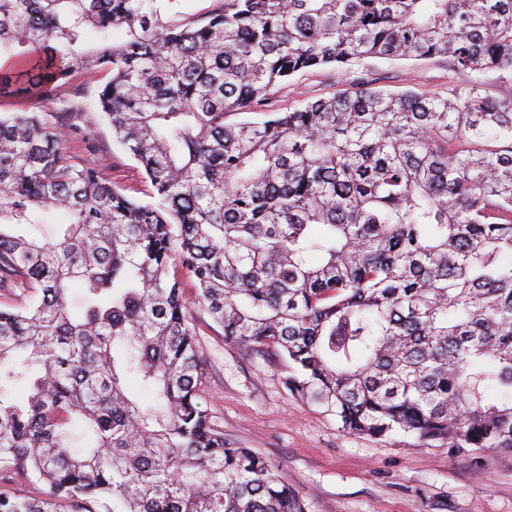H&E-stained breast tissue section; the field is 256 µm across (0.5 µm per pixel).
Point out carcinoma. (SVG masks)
<instances>
[{"mask_svg": "<svg viewBox=\"0 0 512 512\" xmlns=\"http://www.w3.org/2000/svg\"><path fill=\"white\" fill-rule=\"evenodd\" d=\"M180 2L0 0V90L102 74L94 111L152 186L125 194L61 127L0 114V512H306L201 407L185 277L345 431L512 448V93L267 110L366 58L512 80V0ZM53 210L68 221L38 237Z\"/></svg>", "mask_w": 512, "mask_h": 512, "instance_id": "cac0c4a2", "label": "carcinoma"}]
</instances>
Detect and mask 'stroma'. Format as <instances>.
Here are the masks:
<instances>
[{
    "label": "stroma",
    "mask_w": 512,
    "mask_h": 512,
    "mask_svg": "<svg viewBox=\"0 0 512 512\" xmlns=\"http://www.w3.org/2000/svg\"><path fill=\"white\" fill-rule=\"evenodd\" d=\"M470 75L442 58L420 61L371 58L339 73L320 69L297 76L273 95L269 108L285 112L303 100L371 84L448 96ZM97 75L74 77L67 104L40 97L0 95V113L37 112L46 121L65 118L67 157L100 169L126 194L151 191L134 160L112 141L108 126L89 108ZM198 347L210 371L202 406L228 442L250 448L279 467L307 512H512V450L458 453L447 443L411 437L381 439L344 431L335 416L301 401L283 383L288 364L271 348L258 352L225 339L201 310Z\"/></svg>",
    "instance_id": "1"
}]
</instances>
